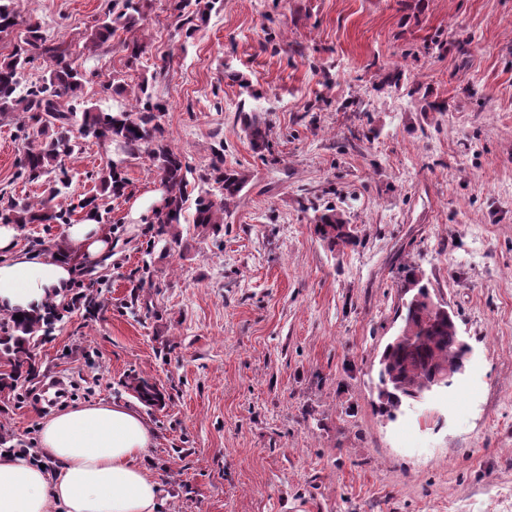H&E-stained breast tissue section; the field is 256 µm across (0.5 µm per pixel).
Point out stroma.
<instances>
[{
  "mask_svg": "<svg viewBox=\"0 0 512 512\" xmlns=\"http://www.w3.org/2000/svg\"><path fill=\"white\" fill-rule=\"evenodd\" d=\"M140 4L136 27L88 54L108 0H14L70 46L86 100L152 78L187 163L207 168L218 132L249 182L219 235L183 224L170 246L151 222L159 177L127 160L101 219L112 259L81 264L38 375L0 397V433L27 448L60 410L140 405L161 512H512V0H222L190 35L170 0ZM133 38L147 53L130 66ZM242 110L269 122L270 153ZM32 133L0 115V190L21 202L45 190L20 167ZM112 154L81 142L60 204L99 193ZM328 207L356 244L319 238ZM410 266L471 352L389 420L377 363ZM137 377L162 405L139 404ZM239 114L242 119L243 132L252 148L260 154H264L265 151L270 153L271 144L268 139L269 129L267 123L251 112H243L242 110Z\"/></svg>",
  "mask_w": 512,
  "mask_h": 512,
  "instance_id": "obj_1",
  "label": "stroma"
}]
</instances>
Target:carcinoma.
<instances>
[{"label":"carcinoma","mask_w":512,"mask_h":512,"mask_svg":"<svg viewBox=\"0 0 512 512\" xmlns=\"http://www.w3.org/2000/svg\"><path fill=\"white\" fill-rule=\"evenodd\" d=\"M196 5L191 14L185 12L186 0H174L172 5L178 22L191 32L206 23L216 0H196ZM139 20L137 0H120L94 26L93 47L107 44L118 28L134 27ZM20 25L24 31L11 54L0 58V112H23L34 121L36 136L28 143L21 168L32 180L45 178L49 192L37 202L10 203L0 210V223H66L70 212L56 209L52 201L61 194L60 186L68 183L66 161L73 157L79 140L92 139L112 144L116 152V159L101 169L100 184L105 193L124 194L127 181L122 176V166L126 159L145 156L154 166L161 185V198L151 209L157 236L167 237L169 243L178 242L173 230L185 221L204 232L220 230L224 215L236 206L247 182L242 171L224 165V140L212 148L208 167L196 174L201 187L198 194H193L189 190L193 171L183 153L165 137L162 121L166 101L144 84L128 104L112 108L88 104L83 100L84 75L74 65L69 50L47 43L39 22L20 20L13 0H0V39L11 36ZM121 46L132 65L146 53V46L138 40L124 41ZM38 57L47 59V71L41 80L20 90L27 66ZM240 116L252 148L260 154L271 151L267 123L250 112L242 111ZM314 224L320 237L332 246L356 244L352 229L333 208L317 215ZM422 280L416 270L407 272L406 282L412 285V294L405 303L402 325L378 360V397L381 411L390 417L403 402L415 401L435 390L437 376L462 363L469 352L458 335L454 316L434 309V299ZM55 320L51 307L42 317L18 320L10 315L0 322V353L6 366L0 370V395L13 393L34 375L40 333L47 332ZM129 389L148 405L161 402L159 390L146 380L133 381Z\"/></svg>","instance_id":"carcinoma-1"}]
</instances>
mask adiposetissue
Returning a JSON list of instances; mask_svg holds the SVG:
<instances>
[{"label":"adipose tissue","instance_id":"adipose-tissue-1","mask_svg":"<svg viewBox=\"0 0 512 512\" xmlns=\"http://www.w3.org/2000/svg\"><path fill=\"white\" fill-rule=\"evenodd\" d=\"M18 230L0 224V313L37 315L64 298L75 258L107 257L100 224L70 225L57 249H19ZM154 432L138 407L100 401L42 420L37 458L0 453V512H159L161 486L144 464Z\"/></svg>","mask_w":512,"mask_h":512}]
</instances>
